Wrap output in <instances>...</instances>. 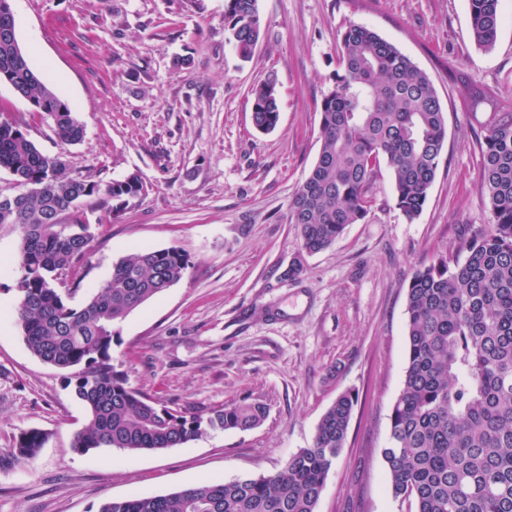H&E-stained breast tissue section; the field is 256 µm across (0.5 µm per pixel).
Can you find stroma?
Listing matches in <instances>:
<instances>
[{
    "label": "stroma",
    "instance_id": "stroma-1",
    "mask_svg": "<svg viewBox=\"0 0 512 512\" xmlns=\"http://www.w3.org/2000/svg\"><path fill=\"white\" fill-rule=\"evenodd\" d=\"M261 39L239 58L224 0H13L32 68L74 108L84 138L56 139L49 120L0 84V120L21 124L43 152L65 153L68 175L102 183L136 173L145 196L111 214L83 200L94 239L80 263V305L134 249L177 248L183 279L120 325L112 357L130 387L189 412L265 406L248 430H210L164 451H73L87 421L67 371L43 362L11 315L20 233L0 227V457L19 435L44 433L35 459L0 468V512H98L109 500L166 494L210 478L275 474L310 447L336 396L357 403L317 512H408L392 497L382 450L404 383L406 298L413 273L457 255L494 222L478 190L484 113L466 111L448 78L466 73L512 101V0L493 50L478 48L468 0H257ZM364 25L432 80L447 139L423 212L396 208L380 169L375 203L327 249L307 255L289 223L295 192L320 149V102L338 67L339 34ZM188 57L178 70L176 58ZM276 77L280 120L251 118V90ZM303 271L284 273L294 261Z\"/></svg>",
    "mask_w": 512,
    "mask_h": 512
}]
</instances>
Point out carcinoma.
Wrapping results in <instances>:
<instances>
[{
    "label": "carcinoma",
    "mask_w": 512,
    "mask_h": 512,
    "mask_svg": "<svg viewBox=\"0 0 512 512\" xmlns=\"http://www.w3.org/2000/svg\"><path fill=\"white\" fill-rule=\"evenodd\" d=\"M257 0H224V30L249 59L260 40ZM501 0H469L475 44L489 51L502 22ZM17 95L49 109L52 130L66 145L84 138L69 103L30 66L0 0V71ZM469 112H487L479 191L494 216L491 229L465 241L464 257H439L418 269L407 290L408 358L403 388L389 415L382 457L390 491L409 512H512V109L484 87L458 78ZM252 121L270 131L279 121V91L268 79L251 92ZM447 138L445 112L428 75L375 31L348 27L339 68L321 102L318 158L298 188L290 223L300 248L317 253L347 226L366 220L371 181L391 172L397 208L408 221L423 210ZM62 153H42L23 130L0 121V169L19 191L0 194V225L21 230L17 318L23 339L42 361L69 371L68 385L88 420L73 450L164 451L209 429H247L266 414L240 403L205 415L162 405L128 386L112 363L118 327L137 308L177 284L190 268L176 248L133 251L85 302L70 303L80 280L52 287L73 272L93 239L80 203L97 197L118 212L148 186L135 173L101 183L66 174ZM67 215L70 223H60ZM357 398L336 397L318 423L313 446L302 448L272 476L205 480L162 495L109 501L98 512H316L326 477L346 440ZM44 434L23 432L0 465L32 461Z\"/></svg>",
    "instance_id": "cac0c4a2"
}]
</instances>
